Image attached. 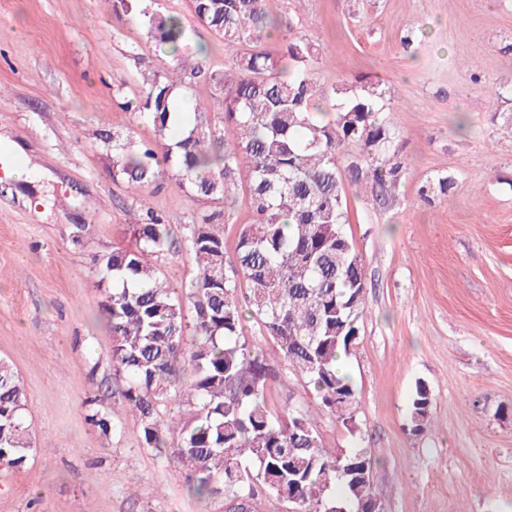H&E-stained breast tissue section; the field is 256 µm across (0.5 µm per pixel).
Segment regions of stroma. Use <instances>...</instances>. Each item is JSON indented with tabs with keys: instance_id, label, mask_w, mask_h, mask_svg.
Masks as SVG:
<instances>
[{
	"instance_id": "stroma-1",
	"label": "stroma",
	"mask_w": 512,
	"mask_h": 512,
	"mask_svg": "<svg viewBox=\"0 0 512 512\" xmlns=\"http://www.w3.org/2000/svg\"><path fill=\"white\" fill-rule=\"evenodd\" d=\"M325 50L317 83L385 80L406 175L392 204L347 189V232L365 267V314L346 356L360 431L322 410L313 386L271 358L273 410L307 412L324 448L366 449L384 512H512V132L489 95L512 86V0H268ZM417 37L411 48L401 38ZM154 45L112 0H0V145L24 151L25 183L0 169V358L26 389L33 449L0 472V512H224L167 454L146 447L114 393L95 256L130 246L147 206L182 234L209 202L178 178L113 181L117 131L155 137L125 103ZM464 130H457L456 121ZM454 177L446 200L419 189ZM88 227L74 242L77 225ZM425 383L433 426L408 428ZM99 395L121 421L85 419ZM85 419L95 427L101 435L110 438L121 430V421L116 417L112 407L105 405L96 396L85 401Z\"/></svg>"
}]
</instances>
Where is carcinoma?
I'll return each instance as SVG.
<instances>
[{
    "label": "carcinoma",
    "instance_id": "obj_1",
    "mask_svg": "<svg viewBox=\"0 0 512 512\" xmlns=\"http://www.w3.org/2000/svg\"><path fill=\"white\" fill-rule=\"evenodd\" d=\"M115 13L132 14L152 39L156 56L177 62L178 79L160 64L141 73L126 107L151 124L155 139L136 145L117 132L112 180L150 185L172 173L192 199L226 205L241 169L254 220L239 228L235 258L224 252L222 210L186 227L185 244L197 273L174 286L153 257L172 242L171 225L147 208L133 246L95 258L108 282L101 310L112 335L113 375L124 379L123 405L139 421L143 443L169 448V460L202 498L238 497L257 509L262 494L284 500L296 492L297 512H358L373 493V463L364 449L343 458L329 453L306 414L272 410L264 397L270 366L261 348L241 340L248 307L277 357L313 384L321 406L350 433L360 430L355 387L336 371L364 314L365 274L347 235L346 191L364 187L385 205L407 169L399 154L388 90L381 79L344 83L327 91L313 78L324 53L296 31L295 20L273 17L267 0H193L198 23L239 47L216 70L206 47L193 42L181 16L151 10L138 0H112ZM276 31L281 54L263 47ZM213 89L229 142L210 128L211 104L193 97L199 82ZM358 153L347 164L339 155ZM454 177L434 175L421 189L426 201L448 197ZM248 284L246 302L238 291ZM190 303L192 322L186 321ZM194 339L184 343L187 328ZM85 419L110 438L121 430L112 407L85 401ZM183 409L177 418L163 409ZM410 430L433 424L428 387L418 382ZM26 393L17 371L0 359V465L21 468L31 445Z\"/></svg>",
    "mask_w": 512,
    "mask_h": 512
}]
</instances>
